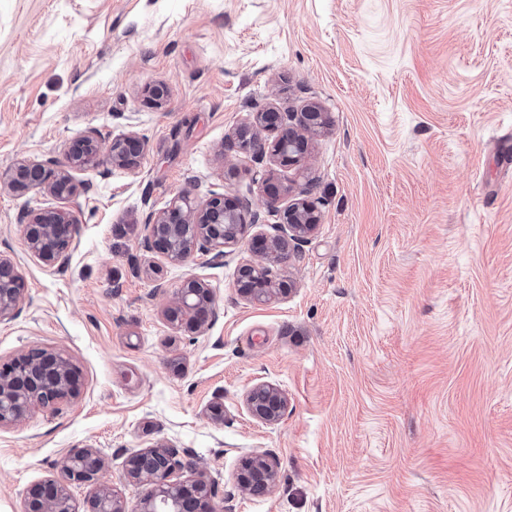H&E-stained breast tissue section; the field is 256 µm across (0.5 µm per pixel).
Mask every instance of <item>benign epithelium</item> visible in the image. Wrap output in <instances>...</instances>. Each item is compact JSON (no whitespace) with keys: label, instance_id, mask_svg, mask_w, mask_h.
Listing matches in <instances>:
<instances>
[{"label":"benign epithelium","instance_id":"obj_1","mask_svg":"<svg viewBox=\"0 0 512 512\" xmlns=\"http://www.w3.org/2000/svg\"><path fill=\"white\" fill-rule=\"evenodd\" d=\"M293 115L269 109L256 113L254 123L235 132L228 148L254 157L270 155L280 166L291 167L304 158L306 135L328 124L327 114L317 106ZM266 135H261V132ZM99 154L97 139L91 135L70 149L64 159L48 167L38 161L23 160L14 166L8 185L19 191L48 190L54 196L71 200L77 186L70 171L95 162ZM144 155V143L134 136L112 140L108 160L132 174L137 173ZM268 210L279 214L280 223L288 228V239L258 238L252 243L261 258L247 261L238 268V290L253 301L263 302L288 291L284 283L273 286L269 265L288 259L287 240L303 241L320 222L315 205L298 198L286 207L280 205V193L273 187L264 189ZM29 251L46 265L65 262L79 236V225L70 213L46 209L18 218ZM257 223L249 199L214 195L201 204L186 192L152 215L147 228L146 247L172 263L183 264L198 250L211 251L217 260L224 259V248L238 244L248 226ZM13 260L0 253V320L9 317L20 303L23 289ZM216 304L210 289L198 279L187 280L175 294L167 309V320L179 325L183 316L198 327L215 316ZM78 394L77 371L69 359L44 347H34L6 364L0 363V426L27 417L37 409L48 410ZM246 408L254 419L274 424L286 406L285 396L273 385H255L246 396ZM192 467L176 451L165 447L141 449L129 456L124 477L144 487L135 506L129 508L115 492L102 487L87 502L83 511L76 506L69 490L72 483H93L103 469V461L92 448H72L64 457L62 477L33 485L26 493L23 512H222L214 504L210 478L200 472L191 480L177 474ZM278 477L274 462L260 453H250L235 476L238 485L253 494L268 493Z\"/></svg>","mask_w":512,"mask_h":512}]
</instances>
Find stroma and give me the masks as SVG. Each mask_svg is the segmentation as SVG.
<instances>
[{"mask_svg":"<svg viewBox=\"0 0 512 512\" xmlns=\"http://www.w3.org/2000/svg\"><path fill=\"white\" fill-rule=\"evenodd\" d=\"M310 104L329 125L300 166L227 148ZM90 133L142 140L138 174L72 170V200L9 189ZM265 178L320 214L271 267L287 295L237 291L246 241L184 264L146 248L184 191L250 199L248 236L285 235ZM43 209L79 224L58 267L18 222ZM0 251L24 284L0 363L38 346L80 370L76 399L0 426V512L83 447L134 505L125 462L156 445L226 512H512V0H0ZM190 278L216 303L199 329L165 317ZM260 382L287 397L276 424L247 412ZM252 451L278 466L264 496L234 479Z\"/></svg>","mask_w":512,"mask_h":512,"instance_id":"stroma-1","label":"stroma"}]
</instances>
